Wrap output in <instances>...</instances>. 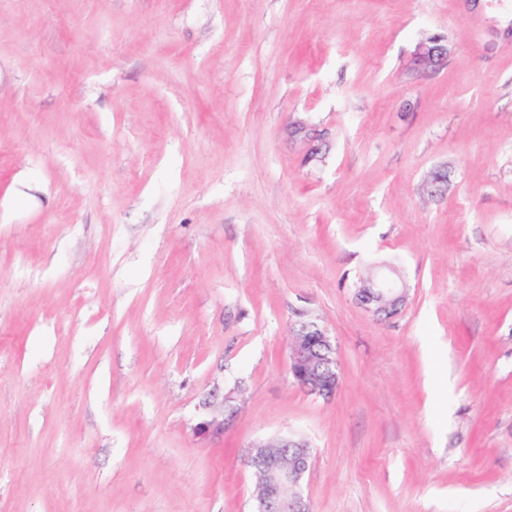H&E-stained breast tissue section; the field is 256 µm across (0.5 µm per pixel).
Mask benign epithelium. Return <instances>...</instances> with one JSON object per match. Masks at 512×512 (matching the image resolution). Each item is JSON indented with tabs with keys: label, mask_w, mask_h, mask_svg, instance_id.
Segmentation results:
<instances>
[{
	"label": "benign epithelium",
	"mask_w": 512,
	"mask_h": 512,
	"mask_svg": "<svg viewBox=\"0 0 512 512\" xmlns=\"http://www.w3.org/2000/svg\"><path fill=\"white\" fill-rule=\"evenodd\" d=\"M446 57V46L440 37L434 36L419 44L414 63L435 72L444 65ZM356 298L374 315L391 317L404 304L406 289L383 274L363 282ZM288 368L295 384L306 393L323 399L336 394L340 382L336 347L316 322H302L293 331ZM224 424V419L213 414L199 424L197 433L219 434L224 432ZM311 457L308 442L295 436L276 437L249 449L248 466L263 478L257 497L258 512H309L301 481Z\"/></svg>",
	"instance_id": "7a95c632"
}]
</instances>
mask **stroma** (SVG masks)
<instances>
[{
	"label": "stroma",
	"instance_id": "obj_1",
	"mask_svg": "<svg viewBox=\"0 0 512 512\" xmlns=\"http://www.w3.org/2000/svg\"><path fill=\"white\" fill-rule=\"evenodd\" d=\"M288 434L310 512H512V0H0V512H256ZM442 41L441 37L434 36L421 42L415 53V65L434 72L440 70L447 57V48ZM356 298L375 316L396 315L406 299V289L388 275L369 279L357 289ZM288 368L295 384L306 393L330 399L339 387L336 347L314 321L300 322L293 331ZM234 402L232 392L225 394L222 400V418L219 415L212 414L210 419L201 422L197 428V433L202 436H208L210 434H219L224 432V412L226 408H231Z\"/></svg>",
	"mask_w": 512,
	"mask_h": 512
}]
</instances>
